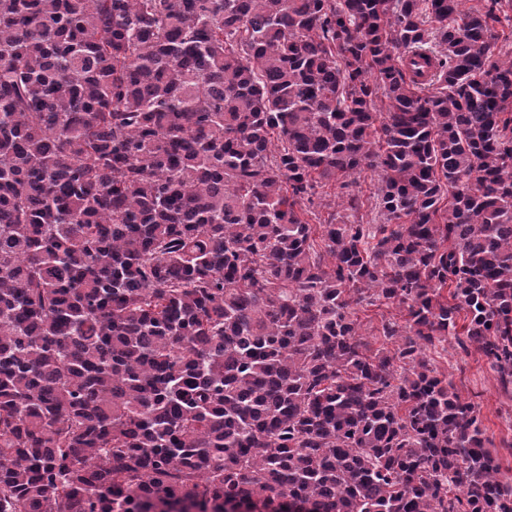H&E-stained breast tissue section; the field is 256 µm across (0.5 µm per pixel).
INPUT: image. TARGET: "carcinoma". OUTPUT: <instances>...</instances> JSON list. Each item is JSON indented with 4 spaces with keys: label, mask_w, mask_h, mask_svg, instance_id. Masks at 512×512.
Listing matches in <instances>:
<instances>
[{
    "label": "carcinoma",
    "mask_w": 512,
    "mask_h": 512,
    "mask_svg": "<svg viewBox=\"0 0 512 512\" xmlns=\"http://www.w3.org/2000/svg\"><path fill=\"white\" fill-rule=\"evenodd\" d=\"M509 22L0 0V512H512L427 355L512 398ZM364 169L382 223L321 218Z\"/></svg>",
    "instance_id": "1"
}]
</instances>
